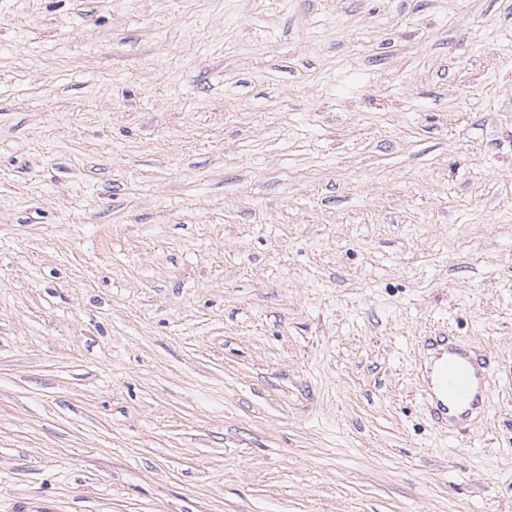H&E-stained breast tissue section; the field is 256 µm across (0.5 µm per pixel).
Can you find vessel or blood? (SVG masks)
<instances>
[{"mask_svg":"<svg viewBox=\"0 0 512 512\" xmlns=\"http://www.w3.org/2000/svg\"><path fill=\"white\" fill-rule=\"evenodd\" d=\"M422 345L436 358L421 391L429 419L449 434L477 424L488 403L490 359L478 347L444 332L423 337Z\"/></svg>","mask_w":512,"mask_h":512,"instance_id":"vessel-or-blood-1","label":"vessel or blood"}]
</instances>
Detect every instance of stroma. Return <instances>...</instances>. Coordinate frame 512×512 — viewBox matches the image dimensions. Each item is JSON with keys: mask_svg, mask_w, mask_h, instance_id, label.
<instances>
[{"mask_svg": "<svg viewBox=\"0 0 512 512\" xmlns=\"http://www.w3.org/2000/svg\"><path fill=\"white\" fill-rule=\"evenodd\" d=\"M0 512H512V0H0ZM421 342L423 349L430 350L437 360L421 385L427 416L448 434L469 429L486 411L490 359L477 346L446 332L422 336Z\"/></svg>", "mask_w": 512, "mask_h": 512, "instance_id": "stroma-1", "label": "stroma"}]
</instances>
